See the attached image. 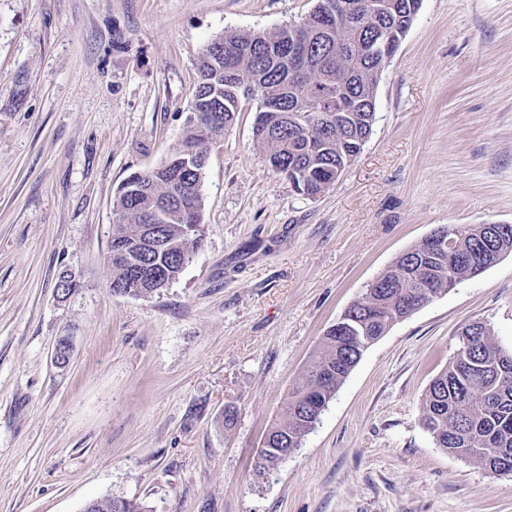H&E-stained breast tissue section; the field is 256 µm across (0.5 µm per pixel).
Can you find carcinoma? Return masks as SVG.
Returning a JSON list of instances; mask_svg holds the SVG:
<instances>
[{
    "label": "carcinoma",
    "mask_w": 512,
    "mask_h": 512,
    "mask_svg": "<svg viewBox=\"0 0 512 512\" xmlns=\"http://www.w3.org/2000/svg\"><path fill=\"white\" fill-rule=\"evenodd\" d=\"M338 0H318L301 28L265 33L237 32L216 36L202 49L189 115L180 148L138 175L144 191L119 190L115 203L109 255L112 256V295L155 293L153 274L170 277L199 241L186 225L201 221L203 183L210 145L224 134L239 112L238 81H258L269 109L257 113L254 133L269 165L305 194L317 196L336 182L360 153L375 119V93L384 59L365 51L380 29L399 42L419 9L420 0H372L385 8L375 22L346 32L338 44L322 42V27L331 31L343 21ZM315 45L313 63L331 77L290 76L282 62L293 43ZM197 112H221L224 124L203 127ZM345 114L340 133L325 136L328 116ZM453 246L423 253L419 248L400 255L380 276L379 285L350 305L365 332L343 334L330 328L313 354L302 378L289 392L283 420L267 430L269 440L259 454L256 470L269 473L279 466L283 448H297L316 422V408L332 398L340 382L361 357L364 336L380 338L411 303L424 305L448 289V277H474L472 263L489 268L499 256L512 252V230L497 224L446 226ZM422 421L436 444L466 456L495 475L512 476V354L492 341L485 325L456 352L448 367L430 384ZM92 512H148L138 501L112 497L92 500Z\"/></svg>",
    "instance_id": "carcinoma-1"
}]
</instances>
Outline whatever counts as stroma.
I'll return each instance as SVG.
<instances>
[{
	"mask_svg": "<svg viewBox=\"0 0 512 512\" xmlns=\"http://www.w3.org/2000/svg\"><path fill=\"white\" fill-rule=\"evenodd\" d=\"M316 4L0 0V512L99 497L150 512H512V477L422 424L462 327L512 352V253L394 323L300 447L255 476L289 390L372 281L438 227L512 224V0H421L367 141L318 196L272 170L242 102L210 147L202 240L178 279L110 291L118 189L178 150L203 47ZM65 271L77 287L62 301Z\"/></svg>",
	"mask_w": 512,
	"mask_h": 512,
	"instance_id": "obj_1",
	"label": "stroma"
}]
</instances>
